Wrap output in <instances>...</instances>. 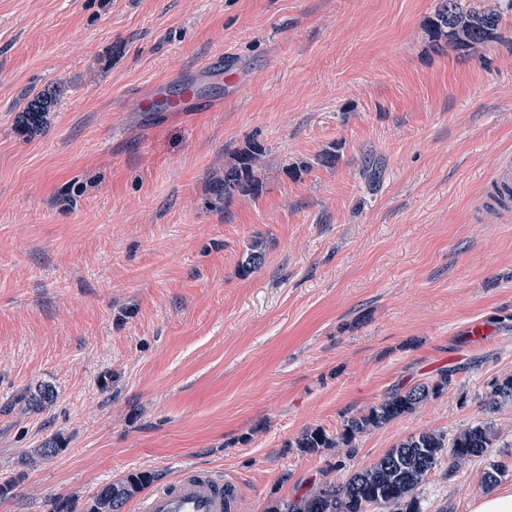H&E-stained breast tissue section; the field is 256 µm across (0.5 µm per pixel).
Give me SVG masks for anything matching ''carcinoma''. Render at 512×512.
<instances>
[{
    "label": "carcinoma",
    "instance_id": "carcinoma-1",
    "mask_svg": "<svg viewBox=\"0 0 512 512\" xmlns=\"http://www.w3.org/2000/svg\"><path fill=\"white\" fill-rule=\"evenodd\" d=\"M508 11H512V0H504L502 5H491L488 0H439L426 27L435 48L447 47L465 55L490 41L504 40L501 23ZM261 152L259 145L249 143L237 150L224 166V180L216 187L224 202L236 195H255L260 191L262 180L256 174V163ZM264 261L263 243L249 242L238 263V275H251ZM451 376L452 371L445 370L433 383H418L391 392L379 404L344 420L342 430L335 435L320 427H310L296 439L295 447L305 453L332 448H347L352 452L357 437L413 413L448 386ZM53 397V389L43 385L29 393L26 401L30 409L39 410ZM507 401L512 402V377L494 384L487 397L488 409ZM495 438L494 425L488 421L474 423L449 439L430 431L420 432L388 450L370 466L354 472L346 482L325 481L298 501L286 502L272 512H367L370 506L383 512H420L415 490L431 471L444 462L448 463L450 472L461 470L469 462L486 456ZM59 452V442L49 438L35 450L31 462L49 460ZM155 481V474L143 471L130 474L119 483L106 484L86 502L83 512H120L127 500Z\"/></svg>",
    "mask_w": 512,
    "mask_h": 512
}]
</instances>
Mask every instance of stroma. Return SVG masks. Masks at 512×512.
Returning a JSON list of instances; mask_svg holds the SVG:
<instances>
[{
  "instance_id": "stroma-1",
  "label": "stroma",
  "mask_w": 512,
  "mask_h": 512,
  "mask_svg": "<svg viewBox=\"0 0 512 512\" xmlns=\"http://www.w3.org/2000/svg\"><path fill=\"white\" fill-rule=\"evenodd\" d=\"M437 4L0 0V512L192 464L222 471L237 512H270L482 420L489 454L433 470L420 510L470 512L493 462L512 488V405L484 406L512 375V218L472 221L512 157V13L504 41L463 56L433 49ZM161 78L219 105L138 111ZM249 141L262 190L224 202ZM256 238L266 261L240 277ZM448 369L354 453L294 448ZM41 384L54 398L29 409ZM54 436L61 452L30 463Z\"/></svg>"
}]
</instances>
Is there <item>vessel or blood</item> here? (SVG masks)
<instances>
[{
	"label": "vessel or blood",
	"instance_id": "1",
	"mask_svg": "<svg viewBox=\"0 0 512 512\" xmlns=\"http://www.w3.org/2000/svg\"><path fill=\"white\" fill-rule=\"evenodd\" d=\"M166 101L167 111L194 112L199 105L192 85H182L171 96L165 95L162 83H153L139 98L141 111H155L159 101ZM487 203L502 208L512 205V163H503L489 179ZM237 492L225 483L218 471L189 466L169 485L144 495L136 505V512H236Z\"/></svg>",
	"mask_w": 512,
	"mask_h": 512
}]
</instances>
